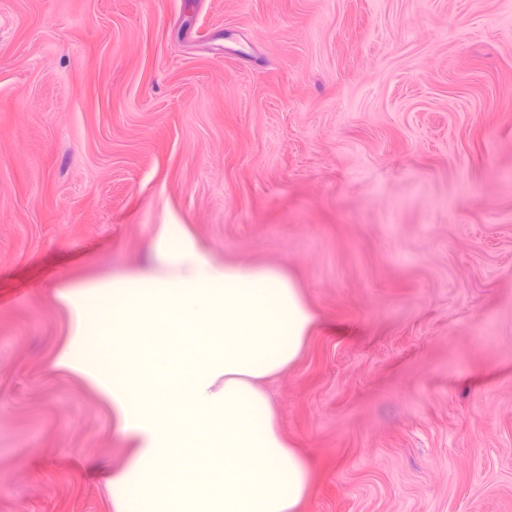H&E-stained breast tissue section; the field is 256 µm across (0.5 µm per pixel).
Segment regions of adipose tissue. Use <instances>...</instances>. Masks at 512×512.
Returning a JSON list of instances; mask_svg holds the SVG:
<instances>
[{
    "instance_id": "1",
    "label": "adipose tissue",
    "mask_w": 512,
    "mask_h": 512,
    "mask_svg": "<svg viewBox=\"0 0 512 512\" xmlns=\"http://www.w3.org/2000/svg\"><path fill=\"white\" fill-rule=\"evenodd\" d=\"M182 235L163 225L162 270L109 284L112 407L135 444L112 483L137 512H300L311 470L257 382L296 361L315 316L291 275L214 265Z\"/></svg>"
}]
</instances>
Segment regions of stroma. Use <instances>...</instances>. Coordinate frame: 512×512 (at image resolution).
Instances as JSON below:
<instances>
[{
    "label": "stroma",
    "mask_w": 512,
    "mask_h": 512,
    "mask_svg": "<svg viewBox=\"0 0 512 512\" xmlns=\"http://www.w3.org/2000/svg\"><path fill=\"white\" fill-rule=\"evenodd\" d=\"M165 224L315 315L302 512H512V0H0V512H116L60 293Z\"/></svg>",
    "instance_id": "obj_1"
}]
</instances>
